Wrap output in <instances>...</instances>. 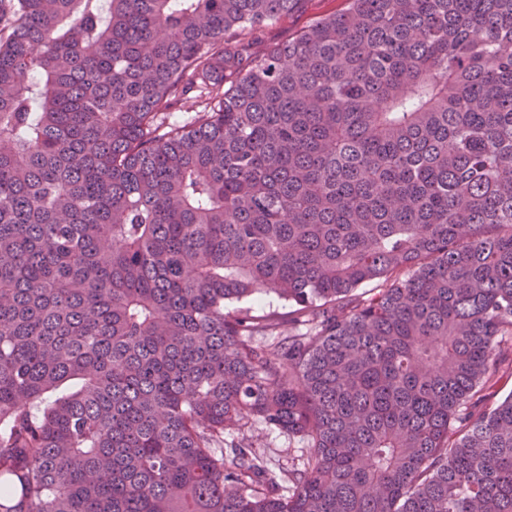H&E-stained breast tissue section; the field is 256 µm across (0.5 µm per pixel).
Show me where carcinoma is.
<instances>
[{
  "label": "carcinoma",
  "instance_id": "cac0c4a2",
  "mask_svg": "<svg viewBox=\"0 0 512 512\" xmlns=\"http://www.w3.org/2000/svg\"><path fill=\"white\" fill-rule=\"evenodd\" d=\"M299 2L0 0V512H512V0ZM343 0H303L288 16L267 26L259 34L256 51L261 52L288 41L327 14L346 6ZM250 307L252 314H276L279 316H287L289 307L288 303L277 299L276 297L263 296L258 299H248L239 303H235L229 306V309L233 308H247ZM246 437L256 446L259 453L267 459L269 466L279 472V468L288 470L291 465L298 464L306 453V442L299 437H288L283 433H278L268 429L260 421H252L250 424L239 429H231L226 434V438Z\"/></svg>",
  "mask_w": 512,
  "mask_h": 512
}]
</instances>
